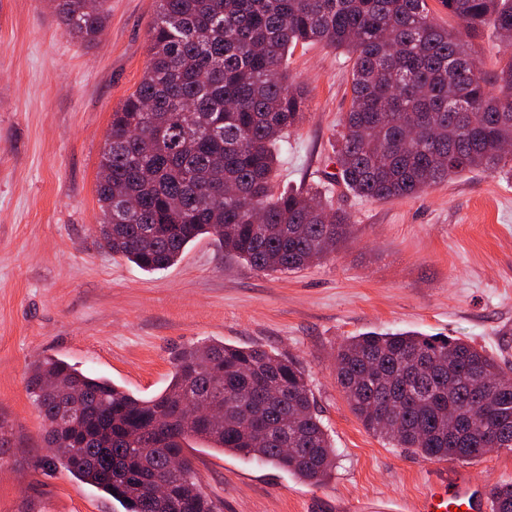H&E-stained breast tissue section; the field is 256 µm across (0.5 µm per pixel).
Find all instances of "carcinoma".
Wrapping results in <instances>:
<instances>
[{
	"label": "carcinoma",
	"instance_id": "obj_1",
	"mask_svg": "<svg viewBox=\"0 0 512 512\" xmlns=\"http://www.w3.org/2000/svg\"><path fill=\"white\" fill-rule=\"evenodd\" d=\"M56 2L82 40L109 19L108 0ZM441 4L467 33L512 40V0ZM309 42L352 61L334 174L347 191L416 197L464 173H512V58L472 71L471 43L436 22L428 0H156L147 66L112 113L99 161L104 247L147 272L203 236L260 272L335 254L348 214L319 188L275 185L278 146L306 109L286 61ZM336 382L364 428L394 448L462 463L512 453V378L461 339L364 332L339 347ZM28 389L48 461L128 512H215L194 482L189 438L313 485L336 468L302 368L259 347L185 348L151 398L53 357L32 365ZM200 403L217 410L197 419ZM159 481L168 483L160 496ZM487 500L490 512H512V483L490 485Z\"/></svg>",
	"mask_w": 512,
	"mask_h": 512
}]
</instances>
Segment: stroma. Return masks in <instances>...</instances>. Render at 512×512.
Segmentation results:
<instances>
[{
	"instance_id": "stroma-1",
	"label": "stroma",
	"mask_w": 512,
	"mask_h": 512,
	"mask_svg": "<svg viewBox=\"0 0 512 512\" xmlns=\"http://www.w3.org/2000/svg\"><path fill=\"white\" fill-rule=\"evenodd\" d=\"M97 43L71 38L53 0H0V512H126L45 466L44 423L26 387L51 356L142 396L163 390L175 352L224 342L260 347L304 370L336 448L314 486L269 464L190 441L216 512H420L441 481L476 497L512 483V453L431 461L368 432L336 383L337 347L370 330H414L482 347L512 375V178L467 173L416 198L368 200L334 184L349 62L297 46L292 79L306 117L284 138L279 191L321 186L352 235L328 260L261 273L212 238L147 272L99 240L97 172L112 114L141 80L155 0H109Z\"/></svg>"
}]
</instances>
